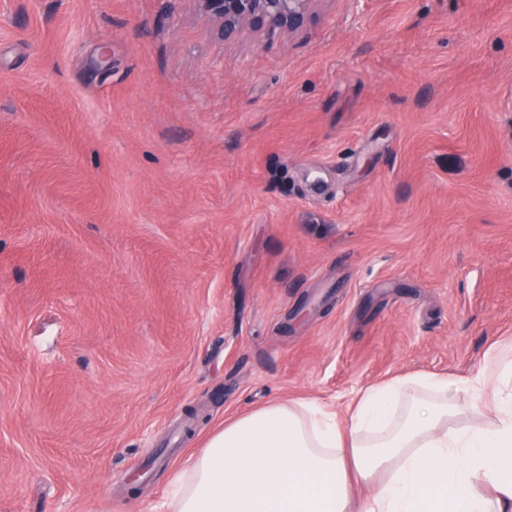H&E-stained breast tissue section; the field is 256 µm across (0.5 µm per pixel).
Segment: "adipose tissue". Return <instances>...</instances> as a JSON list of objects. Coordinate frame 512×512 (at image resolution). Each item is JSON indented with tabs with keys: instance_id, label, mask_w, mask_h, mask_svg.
<instances>
[{
	"instance_id": "obj_1",
	"label": "adipose tissue",
	"mask_w": 512,
	"mask_h": 512,
	"mask_svg": "<svg viewBox=\"0 0 512 512\" xmlns=\"http://www.w3.org/2000/svg\"><path fill=\"white\" fill-rule=\"evenodd\" d=\"M451 382L372 385L347 423L306 400L230 419L176 475L167 512H512V358L460 383L488 423H456ZM372 486L355 501L353 488Z\"/></svg>"
}]
</instances>
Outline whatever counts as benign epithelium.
<instances>
[{"mask_svg": "<svg viewBox=\"0 0 512 512\" xmlns=\"http://www.w3.org/2000/svg\"><path fill=\"white\" fill-rule=\"evenodd\" d=\"M314 0H196L199 11L217 25L226 43L239 41L246 32L292 33L310 19Z\"/></svg>", "mask_w": 512, "mask_h": 512, "instance_id": "obj_1", "label": "benign epithelium"}]
</instances>
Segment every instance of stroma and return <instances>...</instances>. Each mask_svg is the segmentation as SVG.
I'll return each instance as SVG.
<instances>
[{
    "instance_id": "1",
    "label": "stroma",
    "mask_w": 512,
    "mask_h": 512,
    "mask_svg": "<svg viewBox=\"0 0 512 512\" xmlns=\"http://www.w3.org/2000/svg\"><path fill=\"white\" fill-rule=\"evenodd\" d=\"M213 29L0 0V512H162L225 420L512 343V0Z\"/></svg>"
}]
</instances>
